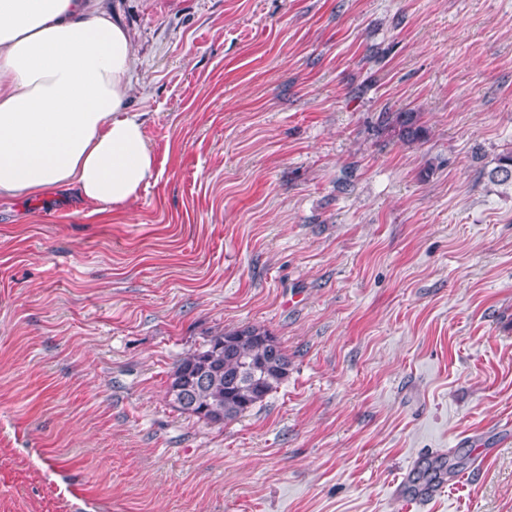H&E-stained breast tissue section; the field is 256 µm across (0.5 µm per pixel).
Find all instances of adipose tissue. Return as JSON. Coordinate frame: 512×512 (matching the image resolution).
<instances>
[{
    "mask_svg": "<svg viewBox=\"0 0 512 512\" xmlns=\"http://www.w3.org/2000/svg\"><path fill=\"white\" fill-rule=\"evenodd\" d=\"M133 65L126 27L91 0H0V196L138 197L156 159L125 105Z\"/></svg>",
    "mask_w": 512,
    "mask_h": 512,
    "instance_id": "adipose-tissue-1",
    "label": "adipose tissue"
}]
</instances>
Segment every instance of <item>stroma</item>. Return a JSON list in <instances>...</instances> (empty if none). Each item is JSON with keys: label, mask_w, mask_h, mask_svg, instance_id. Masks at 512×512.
Here are the masks:
<instances>
[{"label": "stroma", "mask_w": 512, "mask_h": 512, "mask_svg": "<svg viewBox=\"0 0 512 512\" xmlns=\"http://www.w3.org/2000/svg\"><path fill=\"white\" fill-rule=\"evenodd\" d=\"M99 7L156 172L98 213L0 197V512H512V0ZM401 110L424 139L379 132ZM246 325L287 380L221 426L174 408ZM489 181L498 186L512 188V152L498 156L496 166L488 173Z\"/></svg>", "instance_id": "obj_1"}]
</instances>
